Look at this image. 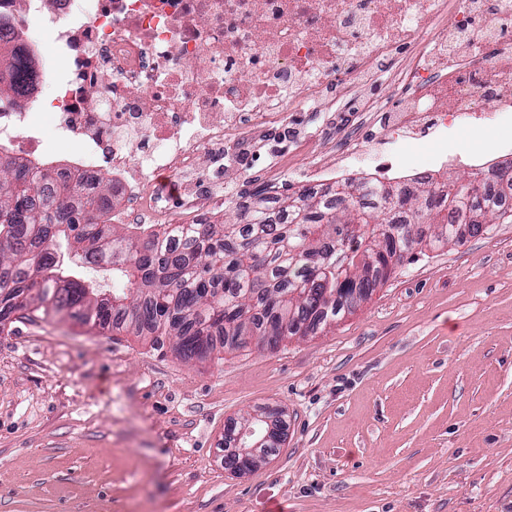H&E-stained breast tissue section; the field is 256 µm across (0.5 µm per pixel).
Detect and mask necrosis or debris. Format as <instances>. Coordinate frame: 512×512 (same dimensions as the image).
<instances>
[{
    "instance_id": "1",
    "label": "necrosis or debris",
    "mask_w": 512,
    "mask_h": 512,
    "mask_svg": "<svg viewBox=\"0 0 512 512\" xmlns=\"http://www.w3.org/2000/svg\"><path fill=\"white\" fill-rule=\"evenodd\" d=\"M31 16L68 63L64 78L40 73L58 89L57 130L80 147L59 179L87 192L111 179L127 201L115 224L208 217L223 186L199 185L200 156L261 148L303 112L329 115L293 143L324 180L366 153L392 170L390 141L512 122V0H0L16 44L39 55ZM376 79L397 103L362 97ZM42 109L35 90L23 108L0 104V149L45 155Z\"/></svg>"
}]
</instances>
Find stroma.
Here are the masks:
<instances>
[{
  "instance_id": "35a3bbf8",
  "label": "stroma",
  "mask_w": 512,
  "mask_h": 512,
  "mask_svg": "<svg viewBox=\"0 0 512 512\" xmlns=\"http://www.w3.org/2000/svg\"><path fill=\"white\" fill-rule=\"evenodd\" d=\"M512 160V130L406 145L444 182ZM287 437L224 468L256 409ZM0 512H512V223L427 248L351 315L185 360L66 316L0 334Z\"/></svg>"
}]
</instances>
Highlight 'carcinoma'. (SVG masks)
Segmentation results:
<instances>
[{"label": "carcinoma", "instance_id": "1", "mask_svg": "<svg viewBox=\"0 0 512 512\" xmlns=\"http://www.w3.org/2000/svg\"><path fill=\"white\" fill-rule=\"evenodd\" d=\"M0 83L18 96L33 80L32 59L0 33ZM411 180L304 187L272 204L236 203L240 223L101 224L111 196L53 182L18 158L0 169V331L13 315L66 311L80 325L133 327L158 348L174 343L185 359L246 345L262 336H308L344 317L349 295L366 299L416 246L462 245L483 232L475 220L512 223V176L490 184ZM98 258L112 273V295L61 266L49 248Z\"/></svg>", "mask_w": 512, "mask_h": 512}]
</instances>
